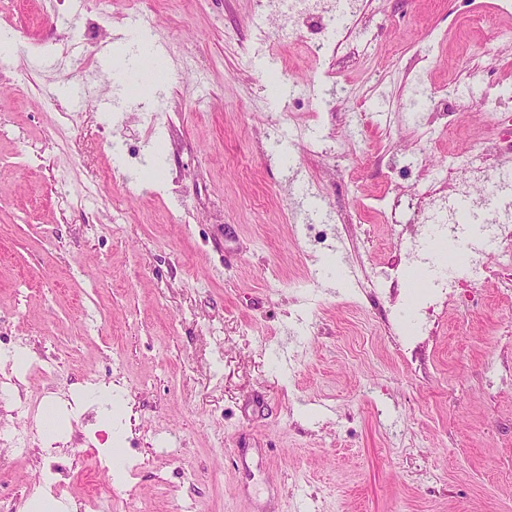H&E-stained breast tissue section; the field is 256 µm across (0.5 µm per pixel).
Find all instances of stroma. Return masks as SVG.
<instances>
[{"label": "stroma", "mask_w": 512, "mask_h": 512, "mask_svg": "<svg viewBox=\"0 0 512 512\" xmlns=\"http://www.w3.org/2000/svg\"><path fill=\"white\" fill-rule=\"evenodd\" d=\"M309 10L152 0L138 22L128 0H0L9 512L37 492L70 512H512V290L410 335L420 227L389 209L495 138L481 97L512 117V0H355L333 33L327 0ZM148 59L167 78L136 88ZM419 86L447 115L410 110Z\"/></svg>", "instance_id": "obj_1"}]
</instances>
